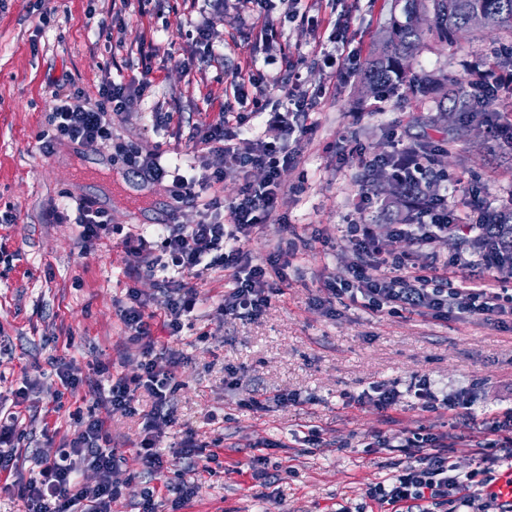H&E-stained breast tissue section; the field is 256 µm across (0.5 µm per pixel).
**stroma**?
Returning <instances> with one entry per match:
<instances>
[{
	"label": "stroma",
	"mask_w": 512,
	"mask_h": 512,
	"mask_svg": "<svg viewBox=\"0 0 512 512\" xmlns=\"http://www.w3.org/2000/svg\"><path fill=\"white\" fill-rule=\"evenodd\" d=\"M394 5L322 0L314 27L285 20L281 0L271 9L282 45L306 89L317 94L309 117L314 129L302 142L283 140L285 150L300 154L297 166L280 172L289 196L245 248L257 263L291 243L299 252L289 260L286 286L271 293L260 316L219 315L224 272L216 269L195 279L198 308L181 336L155 330L159 345L185 356L172 399L177 422L163 428L160 448L177 446L188 429L220 445L207 470L164 473V480L187 481L193 498L183 507L175 493L163 492L158 512H373L368 488L408 463L398 449L369 447L373 432L446 437L463 475L474 467L468 445L486 438L512 408L511 315L443 322L420 312L376 316L346 297L323 301L324 282L358 261L342 226L362 208L363 189L371 188L374 205L387 197L376 181L379 168L369 162L388 155L394 138L436 145L445 177H468L491 202L512 192V123L479 127L457 114L445 116L432 95H363L360 74L342 78L315 64L314 46L326 42L342 19L349 23L352 49L366 59ZM44 12L50 16L45 24L39 21ZM205 19L228 64L266 57L258 25L241 18L234 0L210 17L187 0H0V408H9L13 391L28 386V409L19 418L26 436L16 450L21 474L34 468L37 457L63 448L76 430V414L102 410L87 388L62 390L52 358L66 357L72 371L84 376L93 375L100 360L128 377L141 372L140 351L127 344L120 312L130 291L149 300L157 284L127 277L124 235L198 219L196 209L173 205L166 186L152 188L154 207L136 209L97 179L75 176L80 164L111 165V149L65 141L45 154L43 134L56 90L99 100L106 79L137 74L138 47L151 42L155 83L137 110L113 116L112 133L142 152L200 165L205 152L196 131L215 123L223 105L243 113L254 109L252 100L239 103L225 94L222 69L202 63L195 26ZM111 21L124 29L122 46L99 34L101 23ZM511 50L512 34L468 35L455 44H429L413 67L466 84L500 65ZM188 59L194 63L189 70L183 66ZM157 108L172 113L167 125L154 126ZM83 197L95 199L115 228L88 247L76 224L47 218L52 206ZM370 230L385 256L407 255L419 265L428 263L429 251L451 259L465 248L459 237L444 236L433 249H422L412 237L392 234L383 221H372ZM232 368L242 380L230 387L225 379ZM421 376L439 390L466 389L471 408L456 416L418 409L406 390ZM378 383L401 390L396 410L384 414L362 399ZM254 397L264 409L249 407ZM107 418L112 443L124 456L112 473L124 493L115 512H135L143 488L135 455L141 419L119 410ZM313 429L315 446L306 440ZM256 456L265 458L267 469H278V481L251 478L246 467Z\"/></svg>",
	"instance_id": "obj_1"
}]
</instances>
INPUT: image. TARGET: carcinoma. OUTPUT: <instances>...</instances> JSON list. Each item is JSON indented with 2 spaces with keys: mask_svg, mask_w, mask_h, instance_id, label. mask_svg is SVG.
Wrapping results in <instances>:
<instances>
[{
  "mask_svg": "<svg viewBox=\"0 0 512 512\" xmlns=\"http://www.w3.org/2000/svg\"><path fill=\"white\" fill-rule=\"evenodd\" d=\"M395 5L399 14L391 17L388 36L371 52L362 75L363 84L390 95L400 91L419 99L432 89L444 90L445 82L411 68L412 57L430 42L454 43L463 30L512 33V0H395ZM478 11L484 14L486 24L472 28L470 18ZM421 14L428 17L423 27L417 25ZM492 96L487 85L478 80L460 84L451 92L450 110L483 123L489 117L486 106Z\"/></svg>",
  "mask_w": 512,
  "mask_h": 512,
  "instance_id": "carcinoma-1",
  "label": "carcinoma"
}]
</instances>
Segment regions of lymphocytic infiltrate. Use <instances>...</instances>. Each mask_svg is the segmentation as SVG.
<instances>
[{"label":"lymphocytic infiltrate","instance_id":"f902f5d3","mask_svg":"<svg viewBox=\"0 0 512 512\" xmlns=\"http://www.w3.org/2000/svg\"><path fill=\"white\" fill-rule=\"evenodd\" d=\"M140 55L143 66L139 75L119 83L104 82L98 103L59 94V105L50 119L49 141L68 140L85 145L113 141V113L137 106L152 85L149 61L153 52L144 49ZM248 85L256 91L254 105L273 100L285 107L277 134L247 132L240 113L224 111L218 122L197 135L199 143L207 149L201 174L183 171L179 165L168 162L163 153L145 154L132 143L113 142L126 172L150 184L169 181L175 202L202 206L196 223L159 224L151 234H131L124 239L125 250L134 258L128 268L129 276L157 278L161 299L152 309L133 292L129 295L130 306L121 311L127 340L138 346L143 356L140 375L131 380L117 377L106 388L98 383L91 386L93 392L103 394L105 405L129 415L138 414L140 396L151 401L136 450L140 475L147 484L139 512L157 509L160 490L155 480L168 467L167 459L158 449L160 429L175 421L171 396L177 387L176 371L183 362L180 354L157 347L152 324L160 322L171 336L182 332L185 317L196 307L195 289L183 281V273L224 269V293L217 309L220 314L234 316L260 315L269 303L272 288L286 280L281 252L256 263L244 243L284 198L280 170L295 165L298 154L284 151L279 140L285 136L300 140L309 133L307 119L313 99L296 69L285 75L267 76L239 67L231 71L228 87L236 98H243ZM380 163L392 167L413 195H421L433 182L427 157L409 155L407 147L397 148L381 158ZM250 166L264 168V185H244L239 197L227 205L217 197L201 201L200 188L223 182L227 173H244ZM458 196L465 198V209L455 205ZM224 210L229 213L225 223L220 220ZM491 212V205L459 178L454 180L450 194H435L414 223L396 225V233L425 246L442 235L483 242L481 248L459 253L449 262L433 257L421 270L411 269L406 260L384 257L369 226L349 220L348 228L355 235L354 245L362 261L348 275L327 281L324 288L331 298L349 296L353 303L374 315L422 308L439 316L458 313L489 319L499 315L512 305V291L505 286L506 280L512 279V235L503 236L499 224L488 221ZM158 250L162 251L163 260H156L154 253ZM493 432L495 437L488 447L473 449L475 467L464 476L456 474L443 438L416 434L402 439L399 446L409 455L410 464L392 475L388 484L371 488L370 498L385 512H431L432 506L451 496L467 502L474 484L492 481L494 468L499 464L497 449L512 446V428L497 426ZM121 460V454L112 446L106 419L91 414L80 419L75 436L59 455L40 458L36 473L22 482L0 484V489L17 490L25 512H112L121 498L119 488L112 482V472ZM85 467L97 472L96 484L82 482L80 472Z\"/></svg>","mask_w":512,"mask_h":512}]
</instances>
